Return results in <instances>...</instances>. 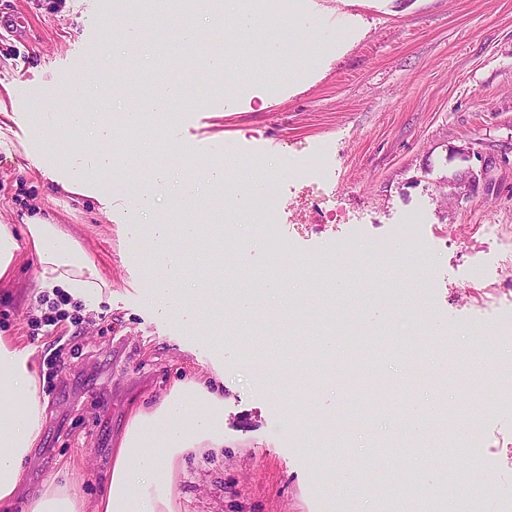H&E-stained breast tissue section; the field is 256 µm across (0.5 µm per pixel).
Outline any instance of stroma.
I'll list each match as a JSON object with an SVG mask.
<instances>
[{"label":"stroma","mask_w":512,"mask_h":512,"mask_svg":"<svg viewBox=\"0 0 512 512\" xmlns=\"http://www.w3.org/2000/svg\"><path fill=\"white\" fill-rule=\"evenodd\" d=\"M293 2L287 41L257 30L225 41L202 9L189 22L199 38L188 45L180 16L139 24L117 15L115 0H0V19H29L21 30L0 28V224L20 231L39 216L60 225L111 284L68 298L67 319L53 325L45 305L26 297L35 264L17 268L11 294L0 297V332L35 346L45 377L43 441L24 464L23 491L75 482L95 498L132 408L152 409L190 379L223 387L224 446L181 458L175 512H327L329 482L360 475L362 460L379 451L440 484L427 463L430 425L399 420L435 394L444 408L477 412L473 454L512 483V408L480 389L498 361L512 360L503 331L512 288L501 283L512 239V0ZM131 32L137 52L107 53L116 34ZM215 55L230 62L220 77L207 71ZM92 58L102 80L89 77ZM118 67L125 83L111 80ZM161 84L200 86L204 97H178L158 112ZM73 85L89 87L83 103L61 95ZM80 107L103 120L136 111L141 123H109L103 139L60 136L54 114ZM122 141L125 161L112 151ZM185 156L255 172L250 190H211L192 218L232 256L223 290L206 296L171 216ZM314 157L320 169L310 167ZM126 165L149 181V209L114 186ZM269 170L284 174L280 231L312 271L275 261L249 220ZM60 176L73 191L54 190ZM463 180L472 184L467 200H442ZM226 197L230 207L217 212ZM328 207L349 223H325ZM414 213L429 248L409 279L416 307L403 322L398 297L374 287L379 277L399 282L385 260L404 252L393 228ZM158 236L175 251L167 278L180 301L211 306L198 326L152 300L147 244ZM373 242L383 254L369 265L330 266ZM215 330L221 343L210 339ZM380 334L429 344L407 366L384 358L353 368L355 340ZM452 348L474 358L471 396L445 372ZM365 379L377 393L363 405Z\"/></svg>","instance_id":"stroma-1"}]
</instances>
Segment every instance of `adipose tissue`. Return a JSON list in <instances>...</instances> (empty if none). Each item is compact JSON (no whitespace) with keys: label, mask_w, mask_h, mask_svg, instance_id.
Listing matches in <instances>:
<instances>
[{"label":"adipose tissue","mask_w":512,"mask_h":512,"mask_svg":"<svg viewBox=\"0 0 512 512\" xmlns=\"http://www.w3.org/2000/svg\"><path fill=\"white\" fill-rule=\"evenodd\" d=\"M28 257L37 264V288L82 296L109 287L59 225L32 218L21 240L11 225L0 224V286ZM40 380L31 348L0 335V512L13 507L24 461L42 442ZM223 421L222 397L193 380L177 384L153 410H136L94 501H86L78 485L48 483L30 496L25 512H173L176 459L213 437Z\"/></svg>","instance_id":"adipose-tissue-1"}]
</instances>
